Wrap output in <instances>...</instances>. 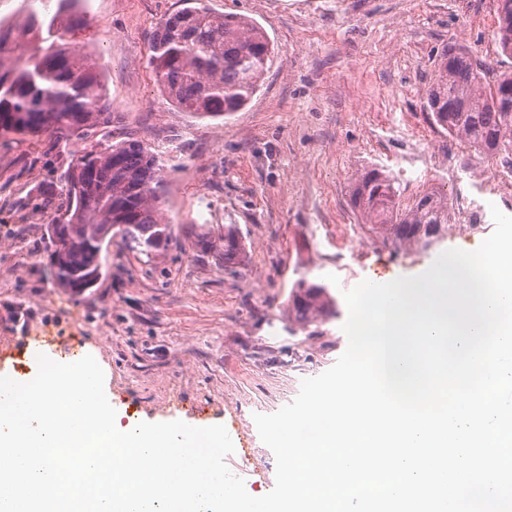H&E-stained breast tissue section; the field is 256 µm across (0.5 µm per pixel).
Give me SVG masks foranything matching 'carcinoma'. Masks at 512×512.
Here are the masks:
<instances>
[{
  "mask_svg": "<svg viewBox=\"0 0 512 512\" xmlns=\"http://www.w3.org/2000/svg\"><path fill=\"white\" fill-rule=\"evenodd\" d=\"M42 4L37 10L35 2ZM162 19L150 43L149 64L161 92L180 111L200 119H222L242 110L260 87L273 46L254 21L237 13H216L204 0ZM19 26L35 43L24 61L22 40L0 34V138L49 133L72 153L57 183L62 204L50 215L48 235L63 241L65 263L52 267L58 287L72 294L101 268L100 254L114 224L121 238L149 255L169 246L172 221L165 203L166 165L159 153L128 131L110 129L112 107L100 65L71 49L78 31L90 28L88 0H23ZM495 40L512 58V0H497ZM433 123L465 140L478 156L512 165V71L489 77V68L463 46L443 51L427 90ZM392 174L364 170L350 203L366 224L383 230L400 246L423 248L439 241L450 221L448 203L432 191L405 206ZM224 266L241 262L242 238L224 225ZM289 311L303 330L337 316L327 286L302 277L293 284Z\"/></svg>",
  "mask_w": 512,
  "mask_h": 512,
  "instance_id": "cac0c4a2",
  "label": "carcinoma"
}]
</instances>
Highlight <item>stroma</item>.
Wrapping results in <instances>:
<instances>
[{
	"label": "stroma",
	"mask_w": 512,
	"mask_h": 512,
	"mask_svg": "<svg viewBox=\"0 0 512 512\" xmlns=\"http://www.w3.org/2000/svg\"><path fill=\"white\" fill-rule=\"evenodd\" d=\"M218 13L260 24L275 54L262 86L228 119L198 120L174 108L148 63L157 24L181 0H91L95 36L77 42L98 58L116 122L159 147L174 142L165 180L168 248L152 256L113 239L102 275L82 295L51 275L46 206L71 152L49 135L0 139V373L36 369L30 346L50 355L96 350L109 392L135 422L224 425L235 451L226 463L254 496L270 492L276 461L253 416L297 396L302 380L330 368L347 347V306L316 332L288 316L300 277L342 298L362 280L387 283L425 272L451 248H477L493 221L463 225L433 248L397 247L379 232L355 246L350 186L364 168L397 178L402 203L448 193L444 171L476 204L512 215V197L491 200L465 182L486 158L460 150L434 126L426 92L451 44L495 70L494 0H205ZM237 225L241 264L196 244Z\"/></svg>",
	"instance_id": "stroma-1"
}]
</instances>
